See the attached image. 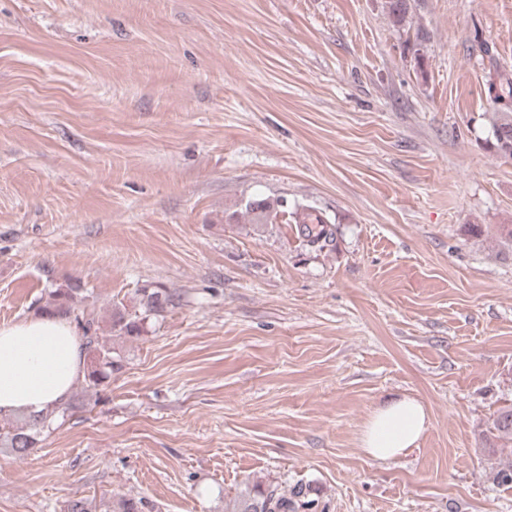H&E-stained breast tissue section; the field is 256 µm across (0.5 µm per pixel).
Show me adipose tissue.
Returning a JSON list of instances; mask_svg holds the SVG:
<instances>
[{
  "instance_id": "1",
  "label": "adipose tissue",
  "mask_w": 512,
  "mask_h": 512,
  "mask_svg": "<svg viewBox=\"0 0 512 512\" xmlns=\"http://www.w3.org/2000/svg\"><path fill=\"white\" fill-rule=\"evenodd\" d=\"M85 368L83 339L70 318L42 313L1 324L0 418L37 416L65 404ZM428 419L417 399H390L366 421L360 447L376 461L403 457L418 447Z\"/></svg>"
}]
</instances>
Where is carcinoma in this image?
<instances>
[{"label":"carcinoma","mask_w":512,"mask_h":512,"mask_svg":"<svg viewBox=\"0 0 512 512\" xmlns=\"http://www.w3.org/2000/svg\"><path fill=\"white\" fill-rule=\"evenodd\" d=\"M385 8L396 26H405L411 9L410 0H385ZM487 93L503 112V117L492 124V145L503 158L512 159V79H504L497 73L489 75ZM245 212L252 215L256 224H273L282 218L284 223L295 225L303 245L311 250H321L334 241L335 230L330 219L310 205L299 204L288 210L277 202L254 198L246 202ZM74 292L73 288L55 289L49 293L46 305L38 307L36 313H58L75 322L91 359L96 361V367L87 370L84 376L86 384L95 388L123 368L122 359L114 356L112 348L101 341L96 314L74 307ZM175 301L176 295L166 289L142 288L139 290L138 312L130 315L120 308L112 311V332L137 338L146 320L164 316ZM72 408L73 404L69 403L37 418L17 416L15 423L0 426V448H8L19 457L27 455L37 446L41 430L50 427L58 415H64ZM489 432L496 440L498 451L512 457V404L495 412ZM313 506L314 501L308 499L306 489L301 486L286 494L261 480H252L237 492L229 512H310Z\"/></svg>","instance_id":"obj_1"}]
</instances>
